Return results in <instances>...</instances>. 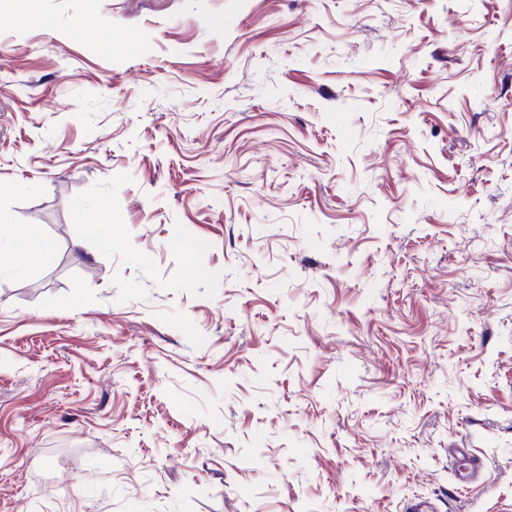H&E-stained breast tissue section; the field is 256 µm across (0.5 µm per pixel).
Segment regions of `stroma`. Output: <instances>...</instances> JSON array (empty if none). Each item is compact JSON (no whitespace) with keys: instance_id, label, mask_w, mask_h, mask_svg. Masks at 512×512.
<instances>
[{"instance_id":"1","label":"stroma","mask_w":512,"mask_h":512,"mask_svg":"<svg viewBox=\"0 0 512 512\" xmlns=\"http://www.w3.org/2000/svg\"><path fill=\"white\" fill-rule=\"evenodd\" d=\"M38 11L0 0V225L54 245L0 278V512H512V0Z\"/></svg>"}]
</instances>
